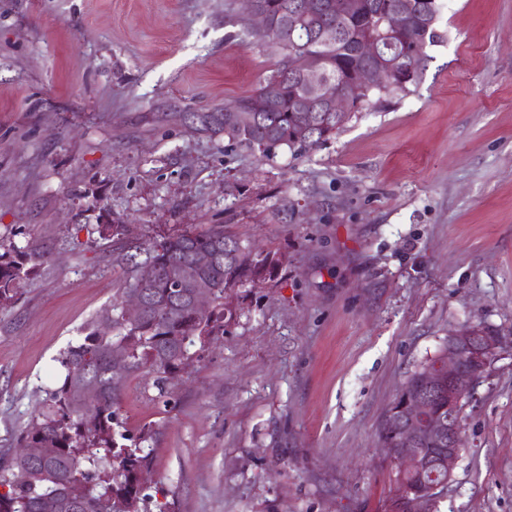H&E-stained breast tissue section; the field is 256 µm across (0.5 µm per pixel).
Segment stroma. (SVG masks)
Returning a JSON list of instances; mask_svg holds the SVG:
<instances>
[{"mask_svg":"<svg viewBox=\"0 0 512 512\" xmlns=\"http://www.w3.org/2000/svg\"><path fill=\"white\" fill-rule=\"evenodd\" d=\"M441 2L417 85L266 159L176 118L277 67L241 0H0V245L39 268L0 308V464L130 254L220 224L280 264L233 291L185 370L123 374L119 418L151 432L149 512H398L388 411L472 323L505 348L421 510L512 512V0Z\"/></svg>","mask_w":512,"mask_h":512,"instance_id":"1","label":"stroma"}]
</instances>
